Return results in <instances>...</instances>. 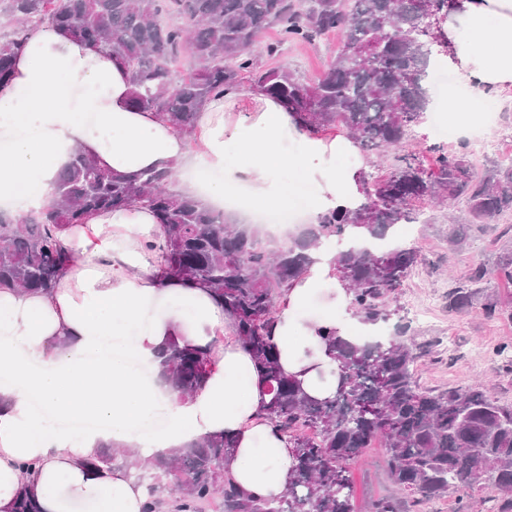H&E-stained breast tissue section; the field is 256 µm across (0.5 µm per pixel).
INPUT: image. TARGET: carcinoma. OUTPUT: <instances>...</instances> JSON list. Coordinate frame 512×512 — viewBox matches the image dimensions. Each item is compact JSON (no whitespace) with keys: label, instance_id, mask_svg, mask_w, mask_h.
Wrapping results in <instances>:
<instances>
[{"label":"carcinoma","instance_id":"1","mask_svg":"<svg viewBox=\"0 0 512 512\" xmlns=\"http://www.w3.org/2000/svg\"><path fill=\"white\" fill-rule=\"evenodd\" d=\"M437 8L436 0H0V15L15 23L12 36L0 38V83L12 76L29 35L51 22L116 56L129 71L133 106L158 113L180 132H192L212 94L248 73L256 90L285 107L300 130L339 127L361 150L380 154L406 142L412 118L428 110L426 77L435 44L416 29ZM271 27L281 38L263 47L268 57L331 31L340 32L342 42L325 73L309 83L261 63L254 48ZM183 51L194 67L178 75L169 62ZM172 176L170 169L104 170L77 151L56 178L54 201L38 216L18 222L0 212V287L48 292L71 262L57 238L62 227L132 204L151 209L165 233L169 275L213 288L265 381L270 400L264 417L295 448L286 493L272 501L243 495L224 473L233 441L221 435L156 455L147 468L133 463L137 474L150 475L144 512H163L170 491L176 492L168 504L174 512H197L218 495L223 512H354L348 462L375 440L386 448L391 481L415 505L454 493L468 508L478 493L488 492L499 498V512H512V407L480 384L419 386L415 366L438 341L417 343L407 336V324L375 345L352 344L329 331L325 340L336 353L341 382L333 398L319 401L282 371L270 340L277 295L304 275L322 238L357 229L363 239L379 240L395 225L417 220V200H462L467 218L448 227V243L461 251L472 225L512 213L511 163L492 161L478 174L463 144L437 152L429 170L404 157L371 186L359 172L355 181L364 201L320 217L276 249L263 244L259 230L176 190ZM419 262L414 248L349 246L335 258L355 314L371 324L388 321L398 289ZM501 278L512 284L511 252L501 253L493 268L472 266L465 283L448 291V310H467L478 288L485 292L486 318L512 320V301L499 298ZM207 361L206 350L176 343L159 353L161 376L183 398L204 381ZM128 462L125 453L105 447L90 465ZM400 504L379 498L368 512H401Z\"/></svg>","mask_w":512,"mask_h":512}]
</instances>
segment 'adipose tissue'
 Instances as JSON below:
<instances>
[{
  "instance_id": "obj_1",
  "label": "adipose tissue",
  "mask_w": 512,
  "mask_h": 512,
  "mask_svg": "<svg viewBox=\"0 0 512 512\" xmlns=\"http://www.w3.org/2000/svg\"><path fill=\"white\" fill-rule=\"evenodd\" d=\"M463 16L472 40L456 51L461 80L478 94L512 86V0H467ZM130 92L109 52L48 23L34 31L0 84V210L37 215L79 149L116 172L178 165L197 175L189 193L219 206L230 187L281 207L303 186L310 216L355 207L353 175L327 164L335 142L306 133L302 155L277 151L294 123L275 100L238 86L217 93L198 114L192 149L156 112L133 108ZM240 139L245 149L228 159ZM289 165L302 186L277 180ZM58 239L72 264L57 288H0V512H14L24 494L40 512H142L147 492L133 470L94 473L88 459L105 446L147 459L215 434L234 439L224 471L246 495L282 496L294 450L262 413L267 388L210 287L168 277L153 213L137 205L97 213ZM311 259L282 291L271 340L282 370L322 399L338 381L324 337L334 330L351 340L336 306L352 295L323 289L330 250ZM173 341L209 352L208 375L185 401L160 375L157 354Z\"/></svg>"
}]
</instances>
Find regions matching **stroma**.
Segmentation results:
<instances>
[{
	"label": "stroma",
	"instance_id": "obj_1",
	"mask_svg": "<svg viewBox=\"0 0 512 512\" xmlns=\"http://www.w3.org/2000/svg\"><path fill=\"white\" fill-rule=\"evenodd\" d=\"M339 48L337 33H329L313 44H291L272 59L275 67L297 72L305 81L317 80L330 66ZM406 246L419 250L420 263L414 268L393 303L392 322H406L409 303L429 308L423 323H410L411 336L422 342L438 340L436 351L422 359L415 377L424 387H469L486 380L491 393L501 403L512 405V365L495 353L497 346L512 340V322L489 320L482 314L484 293H477L463 313L448 310V291L460 285L470 261L496 259L504 250L512 251V214L501 217L499 226H473L469 248L449 254L448 220L443 210L428 208L422 221L398 227ZM408 322V321H407ZM355 506L366 512L368 503L393 495L395 488L387 472L386 450L375 443L350 461Z\"/></svg>",
	"mask_w": 512,
	"mask_h": 512
}]
</instances>
